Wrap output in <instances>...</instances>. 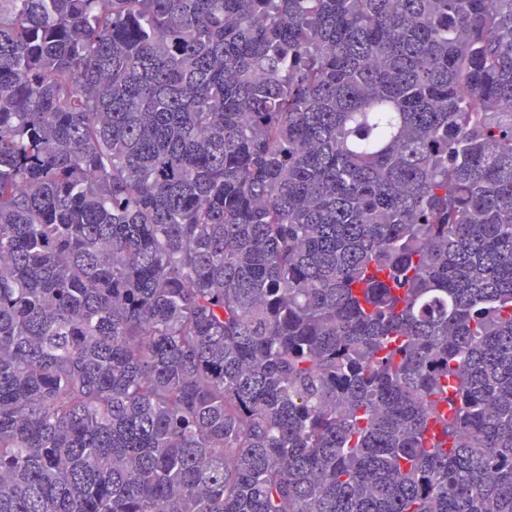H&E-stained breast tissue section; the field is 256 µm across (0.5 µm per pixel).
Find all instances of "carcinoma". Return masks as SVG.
I'll return each mask as SVG.
<instances>
[{"instance_id":"carcinoma-1","label":"carcinoma","mask_w":512,"mask_h":512,"mask_svg":"<svg viewBox=\"0 0 512 512\" xmlns=\"http://www.w3.org/2000/svg\"><path fill=\"white\" fill-rule=\"evenodd\" d=\"M512 0H0V512H512Z\"/></svg>"}]
</instances>
